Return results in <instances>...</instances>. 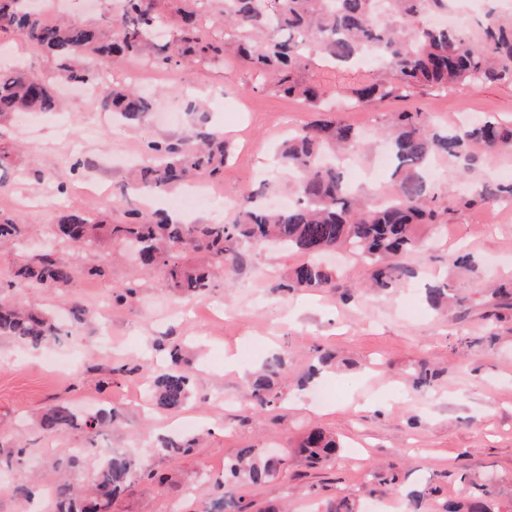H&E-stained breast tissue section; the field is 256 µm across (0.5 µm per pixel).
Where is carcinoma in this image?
I'll list each match as a JSON object with an SVG mask.
<instances>
[{"mask_svg":"<svg viewBox=\"0 0 512 512\" xmlns=\"http://www.w3.org/2000/svg\"><path fill=\"white\" fill-rule=\"evenodd\" d=\"M452 0H220L219 15L227 38L201 34L205 26L197 0H119V7L96 24L66 18L48 25L41 13L33 15L24 0H0V34H12L51 57L57 76L69 83L103 82L99 64L139 58L150 65L204 67L230 47L246 66L268 75L274 88L298 98L312 110L330 99L374 105L407 98L426 90L445 91L461 83L512 85V23L488 14L483 36L474 40L457 27L427 24L431 14L448 11ZM371 55L389 77L350 92H328L319 82L300 76L313 56L348 65ZM59 101L42 77L21 67L0 68V117L21 112H54ZM101 106L136 121L156 107V99L134 87L112 85L104 89ZM395 167L392 189L382 199L356 195L336 163L324 158L330 145L337 157L364 152L367 144L348 125L311 124L297 129L279 147L275 162L288 170L296 200L283 208L261 201L264 187L243 196L222 224H184L166 215L133 210L123 224H102L71 214L58 225L62 237L76 245L105 239L140 258L142 267L163 272L168 288L188 297H203L211 287V267L240 259L243 243H273L298 255L301 262L288 274L284 287L333 288L335 276L322 266L320 251L347 248L361 259L367 287L388 292L416 279L413 268L402 262L422 245L419 227L444 223L448 207L438 201L423 176L437 155L454 160L467 173L476 162L473 148L489 154L512 148V123L492 114L461 126L437 128L422 112H396L384 130ZM150 158L135 171L133 186L167 191L199 177H213L224 169V136L215 129L200 135L196 145L178 138L148 145ZM489 201L512 202V182L485 186L459 198L462 207ZM22 224L0 211V242L12 241ZM72 280L71 268L52 254L39 265L18 266L8 287L21 291L32 283L63 288ZM444 283L425 289L428 304H460ZM138 293L134 282L113 289V301L122 305ZM63 332L54 314L31 309L0 297V336L33 348L58 339ZM288 357L269 356L249 380L252 404L261 409L277 405L274 381L288 376ZM436 372L422 363L411 376L412 387L431 385ZM155 406L165 411L184 408L193 396V380L178 367L155 369L149 388ZM112 411L87 417L59 404L39 419L40 428L62 436L72 430L88 433V453L99 458L90 482L76 486L65 479L53 488L54 512H111L112 503L129 488L133 475L147 470L138 451L111 455L96 447L94 436L112 424ZM341 448L336 437L319 429L307 432L297 453L311 467L333 464ZM275 461L241 448L224 460V489L219 500L228 512H258L254 501L237 493L241 484L259 486L274 476ZM466 500L447 504L446 512H512L493 496L490 484L467 479Z\"/></svg>","mask_w":512,"mask_h":512,"instance_id":"1","label":"carcinoma"}]
</instances>
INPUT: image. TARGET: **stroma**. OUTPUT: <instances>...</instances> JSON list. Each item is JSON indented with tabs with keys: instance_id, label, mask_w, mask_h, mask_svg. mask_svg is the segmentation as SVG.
Masks as SVG:
<instances>
[{
	"instance_id": "obj_1",
	"label": "stroma",
	"mask_w": 512,
	"mask_h": 512,
	"mask_svg": "<svg viewBox=\"0 0 512 512\" xmlns=\"http://www.w3.org/2000/svg\"><path fill=\"white\" fill-rule=\"evenodd\" d=\"M492 9L511 15L512 0H457L454 19L476 38ZM17 61L54 85L65 104L55 113L0 119V144L11 156L0 169V211L22 224L20 241L0 245V284L11 281L18 260L52 249L73 267L74 280L64 288L23 290L20 300L53 312L76 302L92 318L76 336L40 350L0 337V442L17 441L25 450L21 467L0 468V512H52L47 489L65 463L63 449L86 447L82 431L51 437L39 428L38 414L58 401L81 414L100 407L116 412L114 426L97 437L103 448L204 434L191 453L151 452L146 464L166 477L162 491L154 494L134 482L112 512H197L201 501L213 499L212 482L223 476L225 458L241 448L280 461L270 483L243 490L262 507L321 512L347 495L359 512H445L447 502L463 493L460 477L466 471L490 477L500 502L512 501V299L487 289L512 281V210L497 203L455 204L463 188L512 171V149L478 157L465 176L451 160L434 162L432 179L450 211L426 247L406 257L418 273L412 284L391 293L360 289L359 265L340 253L334 291L288 290L281 283L298 256L244 244L240 260L217 272L207 297L180 300L160 275L146 273L123 249L108 242L78 248L59 237L61 218L84 213L122 222L139 203L127 187L131 169L119 165L116 155L142 153L151 141L188 138L210 127L223 129L230 145L224 171L213 180L219 199H238L263 181L283 193L288 175L273 153L288 132L319 120V113L265 87L256 71L230 53L205 68L143 65L139 87L157 94L160 109L134 122L102 111L99 90L85 96L64 86L40 51L1 41L0 62ZM303 75L336 90L387 72L339 68L315 58ZM180 83L203 111H188L186 102L170 95ZM404 109L422 111L443 126L458 125L469 113H492L508 122L512 86L463 84L399 104L333 107L328 120L351 125L373 142L370 153L355 158L346 172L370 197L390 189L389 173L379 165L386 152L380 133L392 113ZM60 178L68 183L62 195L56 192ZM462 250L471 254L477 272L455 265ZM96 265L104 267V277H85L84 269ZM127 281L138 284L137 298L114 303L113 285ZM441 281L464 299L444 313L423 297L424 288ZM158 343L178 344L193 371L189 407L199 415L198 428L181 427L178 414L154 409L140 386L134 366ZM317 347L335 352L337 362L298 389L296 379ZM281 351L289 356L291 377L276 386L277 407L255 408L247 370ZM422 361L443 372L417 391L408 376ZM312 427L335 433L343 445L330 467L307 468L294 448L298 432ZM391 470L396 483L383 484ZM28 481L36 487L32 498L15 497L12 486ZM431 486L438 495L413 501L412 492Z\"/></svg>"
}]
</instances>
